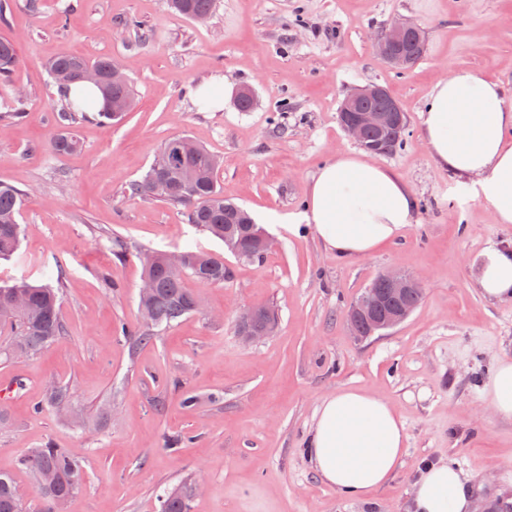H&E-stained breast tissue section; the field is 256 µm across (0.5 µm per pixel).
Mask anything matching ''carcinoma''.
Returning <instances> with one entry per match:
<instances>
[{
    "instance_id": "obj_1",
    "label": "carcinoma",
    "mask_w": 512,
    "mask_h": 512,
    "mask_svg": "<svg viewBox=\"0 0 512 512\" xmlns=\"http://www.w3.org/2000/svg\"><path fill=\"white\" fill-rule=\"evenodd\" d=\"M214 0H169L176 13L188 18H205L213 9ZM16 63L15 43L0 38V79L9 77ZM91 65L108 75L112 61L89 62L71 52L58 53L49 63L50 73L57 70L73 74L70 81L59 85L63 91L83 82L78 72ZM368 140L377 144V151L389 155L402 144L397 132L389 131L377 138L367 134ZM181 137L165 142L142 180L132 185V190L188 209L190 222L212 236L222 240L228 236L237 244L236 257L259 261L265 253L252 240L249 225L254 218L244 208L224 200V193L217 188L216 172L211 165V154L202 149L194 155L179 159L175 148ZM58 152H71L79 147V140L68 132H61L52 140ZM23 193L9 185L0 184V259L12 257L20 247L22 227L16 214L21 206ZM188 264L181 272H167L161 268L160 257L144 258V276L153 280L155 293L148 303L152 322L137 334L136 342L148 343L156 332L164 330L200 309L198 295L186 287L185 281L207 279L217 285L224 284V259L214 255L188 251ZM0 333L9 337L0 347V356L8 361L16 356H30L52 345L63 334L59 289L48 285H35L26 280H14L0 285ZM46 403L55 408L70 405L67 388L57 386L46 396ZM21 464L35 476L39 493L44 500L41 512H58L60 506L79 487L77 476L79 459L66 448H57L46 442L37 448L27 449L20 458ZM189 490L171 492L159 498V512H190ZM0 512H26V507L11 476L0 473Z\"/></svg>"
}]
</instances>
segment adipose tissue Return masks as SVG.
Segmentation results:
<instances>
[{
  "label": "adipose tissue",
  "mask_w": 512,
  "mask_h": 512,
  "mask_svg": "<svg viewBox=\"0 0 512 512\" xmlns=\"http://www.w3.org/2000/svg\"><path fill=\"white\" fill-rule=\"evenodd\" d=\"M420 118L439 165L458 177H474V192L490 206L496 223L512 224V98L481 73L460 70L436 83ZM415 209L407 185L359 152L319 168L303 212H269L261 221L312 226L329 252L350 260L396 242L414 222ZM478 285L487 299L512 300V244L486 248ZM483 399L495 414L512 417V357L496 359ZM406 440L404 422L389 403L346 389L320 402L307 448L325 483L364 498L394 477ZM471 507L467 483L456 467L446 462L419 467L409 512H470Z\"/></svg>",
  "instance_id": "1"
}]
</instances>
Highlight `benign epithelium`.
I'll return each instance as SVG.
<instances>
[{"label":"benign epithelium","instance_id":"1","mask_svg":"<svg viewBox=\"0 0 512 512\" xmlns=\"http://www.w3.org/2000/svg\"><path fill=\"white\" fill-rule=\"evenodd\" d=\"M422 38L421 29L411 22H395L375 43L378 53L388 61L391 67L404 69L414 63V59L405 55L401 48L410 40ZM367 101H378L380 106L366 108ZM343 130L361 147L368 148L367 131H382L391 128L401 131L405 128L403 113L387 90L377 84L353 89L343 99L340 113ZM383 291L377 288L366 290L364 295L354 302L347 313L349 323L358 320L369 326L368 333L384 331L403 322L412 312L414 306L405 303V299L420 287L413 277L397 272L384 271L378 276ZM394 303L392 311L383 316L376 313V307L382 300ZM239 334L245 341H255L274 334L276 321L273 311L269 309H246L237 320Z\"/></svg>","mask_w":512,"mask_h":512}]
</instances>
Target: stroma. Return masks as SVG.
I'll return each mask as SVG.
<instances>
[{
	"mask_svg": "<svg viewBox=\"0 0 512 512\" xmlns=\"http://www.w3.org/2000/svg\"><path fill=\"white\" fill-rule=\"evenodd\" d=\"M398 21L425 37L405 71L374 46ZM0 37L18 53L0 81V183L25 194L24 237L0 259V282L58 287L64 325L50 347L0 361V386L25 383L0 406V471L28 512L43 501L20 457L47 441L81 460L64 512H158L159 495L195 482L191 512H407L428 461L461 471L473 512L512 504V418L482 398L494 358L512 356V302L485 301L477 288L483 249L512 241V224L456 193L420 121L434 84L456 70L482 72L512 96V0H215L203 22L167 0H0ZM62 51L116 61L135 93L119 123L78 113L73 153L50 147L66 98L48 64ZM217 76L250 89L251 108L229 99L199 111L193 91ZM368 84L386 88L406 118L401 148L377 161L417 199L413 224L369 257L336 259L308 225H275L264 259L245 262L184 207L130 190L163 144L185 135L222 159L226 199L256 218L300 212L320 166L357 150L338 110ZM185 250L222 257L224 284L196 286L198 313L135 344L144 257ZM386 270L417 279L423 298L401 324L357 339L348 307ZM262 305L277 330L244 342L236 320ZM52 385L68 387L85 427L44 404ZM343 389L382 397L406 427L396 476L365 499L322 481L305 450L319 402ZM186 392L196 406H183ZM177 435L185 444L168 451L164 438Z\"/></svg>",
	"mask_w": 512,
	"mask_h": 512,
	"instance_id": "obj_1",
	"label": "stroma"
}]
</instances>
